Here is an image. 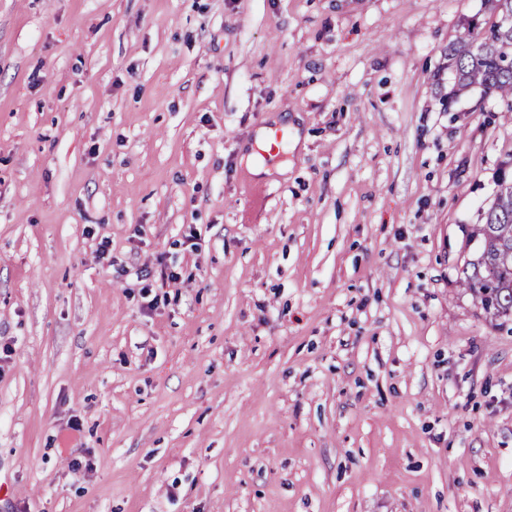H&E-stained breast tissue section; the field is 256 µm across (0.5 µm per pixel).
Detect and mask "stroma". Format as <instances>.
Returning a JSON list of instances; mask_svg holds the SVG:
<instances>
[{
    "label": "stroma",
    "mask_w": 512,
    "mask_h": 512,
    "mask_svg": "<svg viewBox=\"0 0 512 512\" xmlns=\"http://www.w3.org/2000/svg\"><path fill=\"white\" fill-rule=\"evenodd\" d=\"M492 18L0 0V512H512V326L459 286L512 112L448 99Z\"/></svg>",
    "instance_id": "obj_1"
}]
</instances>
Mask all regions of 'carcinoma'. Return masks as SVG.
<instances>
[{"label": "carcinoma", "instance_id": "carcinoma-1", "mask_svg": "<svg viewBox=\"0 0 512 512\" xmlns=\"http://www.w3.org/2000/svg\"><path fill=\"white\" fill-rule=\"evenodd\" d=\"M455 71L452 96L479 87L496 93L512 112V30L493 22L468 30L448 47ZM480 254L468 263L462 287L470 291L483 310L498 318L512 319V180H501L492 205L477 225Z\"/></svg>", "mask_w": 512, "mask_h": 512}]
</instances>
